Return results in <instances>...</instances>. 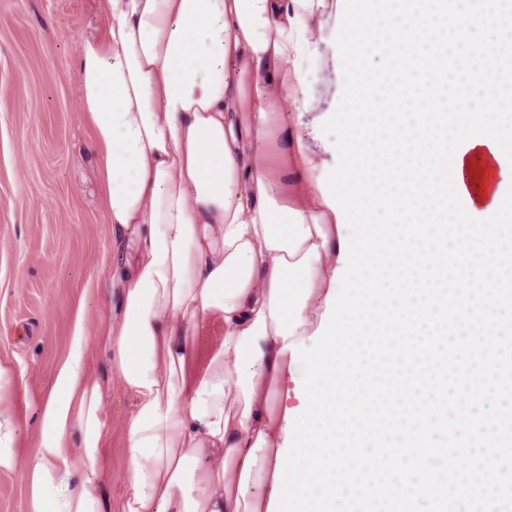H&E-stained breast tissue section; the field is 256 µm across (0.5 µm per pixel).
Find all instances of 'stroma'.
Listing matches in <instances>:
<instances>
[{
	"label": "stroma",
	"instance_id": "obj_1",
	"mask_svg": "<svg viewBox=\"0 0 512 512\" xmlns=\"http://www.w3.org/2000/svg\"><path fill=\"white\" fill-rule=\"evenodd\" d=\"M343 10L342 0H327L326 23L314 32L318 51L299 60L306 81L297 96L311 108L290 112L327 162L336 148L321 126L343 91L335 45ZM99 23L92 0H0V363L21 377L16 408L26 429L14 465L0 466V512H24V465L58 368L80 351L93 372L110 371L93 332L119 296L100 285L112 242L73 70L82 37ZM79 320L88 331L81 344L74 336ZM134 404L113 383L114 423L103 451L112 469L105 492L115 510L127 447L120 421Z\"/></svg>",
	"mask_w": 512,
	"mask_h": 512
}]
</instances>
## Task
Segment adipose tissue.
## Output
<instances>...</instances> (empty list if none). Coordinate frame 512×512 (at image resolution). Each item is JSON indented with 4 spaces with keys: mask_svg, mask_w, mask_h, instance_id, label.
Here are the masks:
<instances>
[{
    "mask_svg": "<svg viewBox=\"0 0 512 512\" xmlns=\"http://www.w3.org/2000/svg\"><path fill=\"white\" fill-rule=\"evenodd\" d=\"M324 2L93 0L103 25L74 69L121 294L95 336L136 399L122 421L127 478L112 510L111 386L77 352L40 410L25 512H268L296 397L290 347L317 330L340 266L324 166L282 121ZM275 135L299 158L282 173L289 201L266 164ZM462 173L487 210L504 176L486 143L465 152ZM216 319L224 340L199 364L195 339ZM20 383L0 364V466L22 438Z\"/></svg>",
    "mask_w": 512,
    "mask_h": 512,
    "instance_id": "ef3b65f1",
    "label": "adipose tissue"
}]
</instances>
